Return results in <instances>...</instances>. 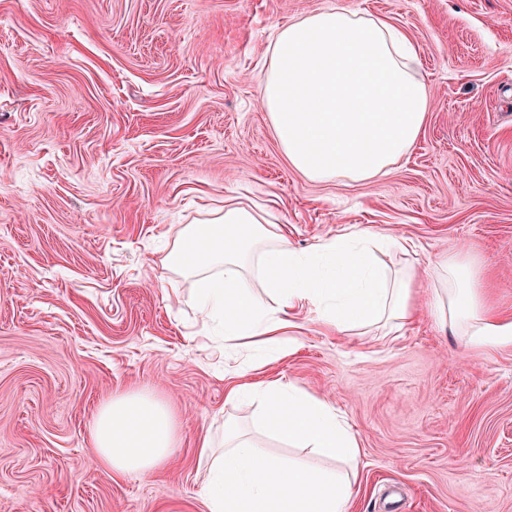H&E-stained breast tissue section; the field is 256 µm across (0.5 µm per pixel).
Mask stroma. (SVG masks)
Instances as JSON below:
<instances>
[{
    "instance_id": "1",
    "label": "stroma",
    "mask_w": 512,
    "mask_h": 512,
    "mask_svg": "<svg viewBox=\"0 0 512 512\" xmlns=\"http://www.w3.org/2000/svg\"><path fill=\"white\" fill-rule=\"evenodd\" d=\"M339 4L403 28L428 88L389 173L315 182L260 102L278 27ZM262 206L307 251L353 230L479 262L512 314V0H0V512H208L198 440L240 357L203 327L161 240L224 203ZM257 380L293 383L357 437L352 512H512V350L442 333L421 302L400 333L303 313ZM143 392L176 442L150 477L98 464L104 402Z\"/></svg>"
}]
</instances>
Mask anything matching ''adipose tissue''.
Returning a JSON list of instances; mask_svg holds the SVG:
<instances>
[{"instance_id":"obj_1","label":"adipose tissue","mask_w":512,"mask_h":512,"mask_svg":"<svg viewBox=\"0 0 512 512\" xmlns=\"http://www.w3.org/2000/svg\"><path fill=\"white\" fill-rule=\"evenodd\" d=\"M259 89L289 163L319 182L385 174L419 137L428 107L419 55L406 32L342 6L279 29ZM392 249L406 254L415 245L403 236L357 230L298 252L279 225L228 204L207 223L184 226L167 260L195 278L198 309L221 326L225 344L248 346L260 337L280 356L294 343L287 331L297 308L341 332L380 322L399 331L415 313L414 277L377 263V253ZM424 278L442 331L476 350L512 347V319L487 311L475 260H428ZM257 280L270 304L257 302ZM250 371L240 367L244 382L227 398L259 402L265 434L357 461L356 436L326 401L291 383L249 380ZM175 431L167 405L128 392L99 407L91 441L104 467L147 477L167 458ZM199 446L209 462V512H350L352 472L315 469L264 451L236 421L224 425L222 455L212 453L210 437Z\"/></svg>"}]
</instances>
